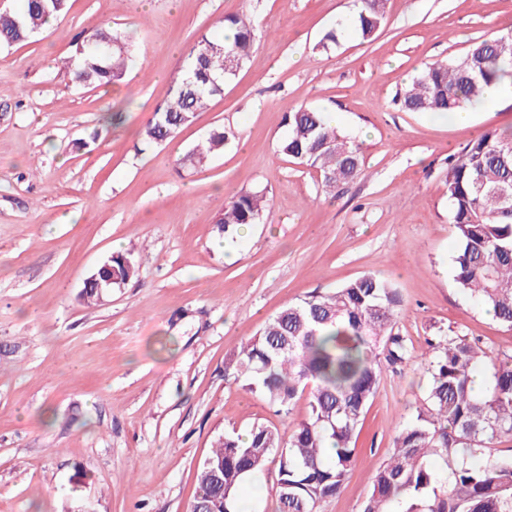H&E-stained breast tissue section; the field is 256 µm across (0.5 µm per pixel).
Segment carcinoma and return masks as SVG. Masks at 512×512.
<instances>
[{
  "mask_svg": "<svg viewBox=\"0 0 512 512\" xmlns=\"http://www.w3.org/2000/svg\"><path fill=\"white\" fill-rule=\"evenodd\" d=\"M68 0H22L0 12V44L32 38L63 13ZM384 21L383 0H358L351 28L370 40ZM232 37L201 34L186 55L167 97L139 136L159 145L196 119L226 80L250 62L256 26L248 17H224ZM134 63L126 36L94 29L69 61L73 81L99 87L120 81ZM512 79V32L476 43L462 58L434 63L397 97L406 112L435 115L473 106L484 87ZM229 134L214 130L188 152L191 166L224 149ZM278 152L317 169L336 187L361 171L359 148L332 126L325 113L288 112V137ZM445 185L457 248L456 287L512 329V131L487 129L448 158ZM266 196L243 191L224 204L217 224L236 232L257 223ZM113 284L139 268L126 252L112 254ZM403 299L391 281L374 274L329 293H312L276 312L224 360V377L288 414L303 395L308 412L287 434L257 423L248 434L219 436L202 461L190 509L242 512L243 488L269 467L277 472L279 512H316L317 504L344 488L354 463L352 439L375 397L382 361L406 359L395 332ZM424 398L400 422L390 458L372 478L362 512H512V453L492 448L512 439V356L486 366L484 353L465 336L430 341ZM488 370L485 392L472 393V376Z\"/></svg>",
  "mask_w": 512,
  "mask_h": 512,
  "instance_id": "carcinoma-1",
  "label": "carcinoma"
}]
</instances>
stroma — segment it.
<instances>
[{"label": "stroma", "instance_id": "1", "mask_svg": "<svg viewBox=\"0 0 512 512\" xmlns=\"http://www.w3.org/2000/svg\"><path fill=\"white\" fill-rule=\"evenodd\" d=\"M355 0H69L28 42L0 45V512H188L216 437L288 416L224 377V359L281 308L360 275L391 280L410 350L384 364L356 437L355 466L318 512H360L397 423L424 395L429 342H478L512 355V329L452 279L448 158L489 128L512 130V86L469 124L404 112L394 100L435 62L512 30V0H387L368 41L317 44ZM246 14L256 53L195 122L143 146L139 131L199 35ZM124 31L135 67L107 87L72 82L76 41ZM342 115L360 174L326 189L319 172L278 152L287 111ZM121 113L113 122V113ZM221 153L181 158L210 131ZM244 190L269 206L228 244L216 220ZM140 260L104 302L84 281L114 249Z\"/></svg>", "mask_w": 512, "mask_h": 512}]
</instances>
